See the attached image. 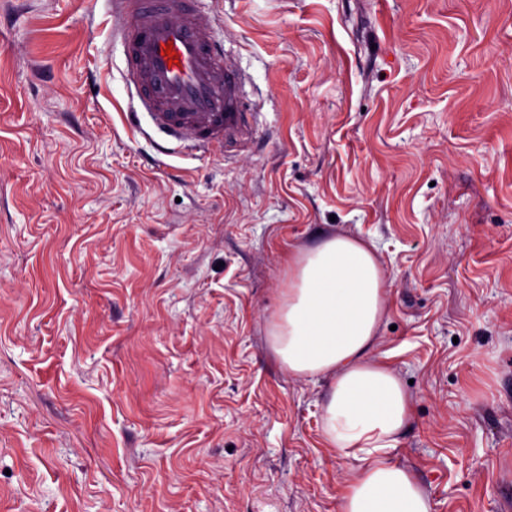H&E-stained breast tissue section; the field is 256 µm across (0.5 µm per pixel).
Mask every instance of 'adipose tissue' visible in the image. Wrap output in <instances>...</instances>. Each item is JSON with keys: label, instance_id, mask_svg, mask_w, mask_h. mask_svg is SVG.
I'll use <instances>...</instances> for the list:
<instances>
[{"label": "adipose tissue", "instance_id": "1", "mask_svg": "<svg viewBox=\"0 0 512 512\" xmlns=\"http://www.w3.org/2000/svg\"><path fill=\"white\" fill-rule=\"evenodd\" d=\"M385 312L371 245L334 236L291 255L270 344L290 374L328 380L323 440L356 464L340 512H430L412 473L389 458L410 405L398 376L372 358Z\"/></svg>", "mask_w": 512, "mask_h": 512}]
</instances>
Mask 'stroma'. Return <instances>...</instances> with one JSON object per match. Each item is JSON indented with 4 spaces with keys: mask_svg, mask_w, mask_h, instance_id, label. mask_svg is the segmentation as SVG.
<instances>
[{
    "mask_svg": "<svg viewBox=\"0 0 512 512\" xmlns=\"http://www.w3.org/2000/svg\"><path fill=\"white\" fill-rule=\"evenodd\" d=\"M246 152L131 127L111 0H0V512H339L288 257L373 245L431 512L512 499V0H198Z\"/></svg>",
    "mask_w": 512,
    "mask_h": 512,
    "instance_id": "obj_1",
    "label": "stroma"
}]
</instances>
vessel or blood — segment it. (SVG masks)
I'll use <instances>...</instances> for the list:
<instances>
[{"label": "vessel or blood", "instance_id": "b4317fda", "mask_svg": "<svg viewBox=\"0 0 512 512\" xmlns=\"http://www.w3.org/2000/svg\"><path fill=\"white\" fill-rule=\"evenodd\" d=\"M196 0H115L129 98L149 130L175 151H244L256 114L243 104L247 78L225 61L196 18ZM177 64H168L164 46Z\"/></svg>", "mask_w": 512, "mask_h": 512}]
</instances>
